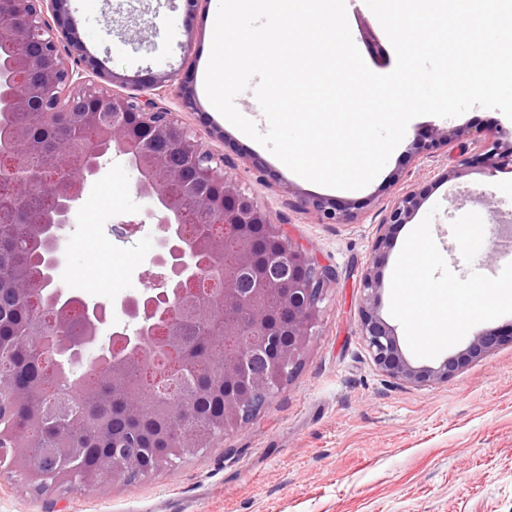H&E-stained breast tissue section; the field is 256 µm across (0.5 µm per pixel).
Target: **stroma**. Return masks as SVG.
Here are the masks:
<instances>
[{
	"mask_svg": "<svg viewBox=\"0 0 512 512\" xmlns=\"http://www.w3.org/2000/svg\"><path fill=\"white\" fill-rule=\"evenodd\" d=\"M117 0H71L78 33L123 92L151 84L170 67L179 85L163 102L214 153L257 202L283 220L292 241L310 258L332 267L318 322L299 368L253 420L228 431L212 448L176 459L173 466L132 485L104 483L90 492L49 488L32 493L24 476L0 466V512H512V241L468 249L465 225L489 223L512 212V169L495 176L472 162L455 179L449 169L459 147L416 156L438 128L479 135L512 126L501 112L474 108L455 118L413 119L381 173L365 188L339 190L308 182L232 124L211 105L201 71L211 53L214 0L193 12L167 0H128L122 19L106 25ZM348 24L367 66L386 74L394 50L364 4L349 6ZM190 42L182 54L181 42ZM193 94L184 106L181 86ZM135 173L115 159L83 195L98 208L102 186L112 199L101 225L65 227L70 240L61 262L65 287L90 300L119 304L146 287L155 272L157 225L141 223L144 203ZM420 205L408 223L389 228L387 206L407 192ZM324 197L352 208L348 224H322L296 211L300 197ZM390 247L382 267L379 313L393 326L408 359L438 365L469 343L474 331L493 329L499 345L486 358L439 383L406 384L384 375L359 336L362 279L380 233ZM426 257L424 293L464 311L452 335L428 345L415 341L400 311V266L409 239Z\"/></svg>",
	"mask_w": 512,
	"mask_h": 512,
	"instance_id": "obj_1",
	"label": "stroma"
}]
</instances>
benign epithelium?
<instances>
[{"mask_svg":"<svg viewBox=\"0 0 512 512\" xmlns=\"http://www.w3.org/2000/svg\"><path fill=\"white\" fill-rule=\"evenodd\" d=\"M69 2L0 0V224L38 238L47 255L45 276L15 267L0 285L1 297L26 299L28 320L21 333L0 342V420L32 428L64 421L76 435L59 447L40 449L54 466L36 469L28 464L34 444L21 437L23 429L0 431V462L21 471L37 491L50 486L91 491L107 481L133 484L177 457L211 447L229 430L252 420L300 366L334 277L229 179L224 160L156 94L146 89L125 94L105 86L116 76L84 47ZM85 72L100 82H85ZM75 130L86 134L79 150L70 145ZM463 139L479 148L483 174L512 166V128L484 138L461 127L438 129L429 143L415 150L432 153ZM112 157L127 158L136 173V194L149 202L140 223L160 225L152 259L160 273L121 301L124 321L104 338L100 329L112 319L111 303L63 288L55 290L56 305L50 310L42 298L61 260L58 231L71 223L75 202ZM417 206L415 195L401 196L387 211L385 223H408ZM296 208L315 214L322 224L353 219L349 209L319 197L301 198ZM230 243L233 259L219 282L208 267L222 260ZM387 247V235L378 236L362 280L359 310V336L382 372L407 384L446 382L496 348V333L480 330L465 349L438 366L412 364L395 328L379 314ZM268 265L288 267V277L267 279ZM245 273L254 282L247 293L239 287ZM75 321L84 333L72 341L70 363H81L84 351L97 347L85 374L95 386L77 412L64 394L52 397L40 411L27 410L32 385L10 372L14 354L26 352L33 363L43 365L48 342L66 338ZM256 357L269 361L262 377L251 370ZM135 367L150 379L131 391L122 379ZM175 388L189 407L204 394L224 395V411L210 417V434L197 435L188 420L179 430L153 434L147 429V407L169 398ZM115 409L126 422L122 438L116 439L107 426L94 434L100 446H112V453L94 465L73 463L83 450L79 436L85 418Z\"/></svg>","mask_w":512,"mask_h":512,"instance_id":"7a95c632","label":"benign epithelium"}]
</instances>
